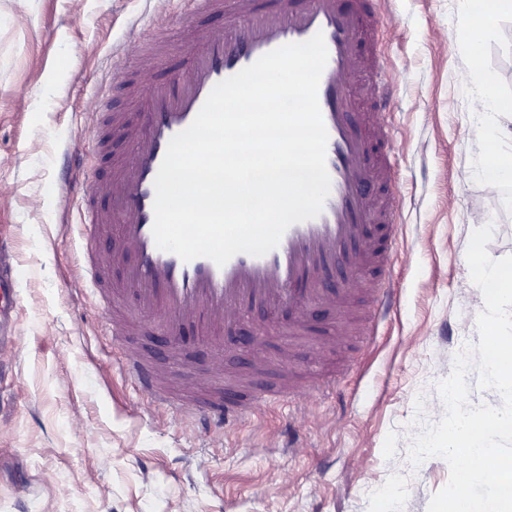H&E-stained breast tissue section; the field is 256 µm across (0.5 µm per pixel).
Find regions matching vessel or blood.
<instances>
[{
	"instance_id": "vessel-or-blood-1",
	"label": "vessel or blood",
	"mask_w": 512,
	"mask_h": 512,
	"mask_svg": "<svg viewBox=\"0 0 512 512\" xmlns=\"http://www.w3.org/2000/svg\"><path fill=\"white\" fill-rule=\"evenodd\" d=\"M189 9L177 42L158 37L135 61L118 58L113 75L127 65L141 70L159 67L177 45L185 57L181 71L136 99V119L114 113L109 100L100 103L102 132L96 152L111 151L113 126L126 130L127 149L112 164L106 181L81 179V212L86 241L106 238L110 251L87 252L86 268L93 293L107 306L118 307L107 329L113 338L143 336L144 315L157 316L158 331L169 339V364L160 365L128 347L120 370L138 391L179 413L228 428L251 419L259 402L287 401L303 391L325 395L330 381L312 367L304 385L287 378L269 379L270 363L258 358L237 378L215 369L203 386H178L182 334L194 326L201 340L221 343L226 332L239 329L246 314L260 308L277 321L282 337L308 328V309L324 305L337 319L352 313L354 301L365 305L366 324L379 325L393 305L391 257L396 250L395 172L389 164L390 132L381 119L392 101L377 56L366 55L362 43L377 23L366 0H187ZM208 13L221 17L219 27L198 28L194 19ZM323 34L328 62L318 88V101L328 133L326 166L331 190L316 218L287 228L278 247L255 257L234 255L225 265L199 257L182 261L159 250L154 242V180L170 140L187 129L219 82L250 66L262 55L288 43ZM373 78L376 96L364 104L351 84L361 72ZM110 199L108 209L95 207L97 195ZM121 265L113 276V265ZM350 273L351 281L330 290L324 282L331 269Z\"/></svg>"
}]
</instances>
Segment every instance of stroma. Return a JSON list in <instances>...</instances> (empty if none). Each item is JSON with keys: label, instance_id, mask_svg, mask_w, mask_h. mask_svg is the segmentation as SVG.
Listing matches in <instances>:
<instances>
[{"label": "stroma", "instance_id": "obj_1", "mask_svg": "<svg viewBox=\"0 0 512 512\" xmlns=\"http://www.w3.org/2000/svg\"><path fill=\"white\" fill-rule=\"evenodd\" d=\"M459 9L386 0L375 37L395 87L383 116L401 216L394 309L370 342L314 310L318 349L287 363L269 339L274 372L305 377L316 357L336 384L224 430L183 420L114 369L109 312L83 286L78 213L60 206L64 152L89 150L95 75L113 53L175 34L181 0H0V242L20 272L17 347L0 355V512H428L449 469L409 460L415 398L439 421L436 385L460 344L479 340L482 292L459 283L486 266L512 272V192L481 175L512 139L467 134L504 122L472 98L485 70L512 98V19L485 35L477 66ZM448 27L455 43L437 37ZM476 204L489 223L470 222Z\"/></svg>", "mask_w": 512, "mask_h": 512}]
</instances>
